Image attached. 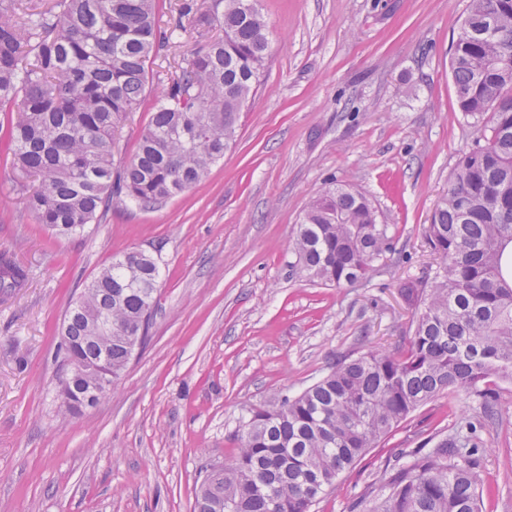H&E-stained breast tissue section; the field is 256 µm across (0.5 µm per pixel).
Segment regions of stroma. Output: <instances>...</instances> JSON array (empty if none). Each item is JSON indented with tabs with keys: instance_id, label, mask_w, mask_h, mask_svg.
Masks as SVG:
<instances>
[{
	"instance_id": "obj_1",
	"label": "stroma",
	"mask_w": 512,
	"mask_h": 512,
	"mask_svg": "<svg viewBox=\"0 0 512 512\" xmlns=\"http://www.w3.org/2000/svg\"><path fill=\"white\" fill-rule=\"evenodd\" d=\"M270 23L264 80L223 160L163 205L109 212L59 237L37 224L0 146V253L26 275L0 291V512H193L199 474L237 451L244 416L294 395L331 362L408 342L400 282L434 265L424 229L474 138L459 112L452 37L469 0H257ZM150 62L146 97L118 132L129 159L173 61ZM365 194L393 248L369 280L339 288L297 277L291 249L330 181ZM159 249L150 340L116 388L62 408L64 315L123 251ZM500 412L439 397L342 475L315 512H350L428 428L478 425L485 512H512V383Z\"/></svg>"
}]
</instances>
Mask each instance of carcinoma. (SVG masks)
Masks as SVG:
<instances>
[{"mask_svg":"<svg viewBox=\"0 0 512 512\" xmlns=\"http://www.w3.org/2000/svg\"><path fill=\"white\" fill-rule=\"evenodd\" d=\"M159 0H0V138L35 220L62 234L100 222L115 208L150 209L199 184L233 145L241 114L262 82L270 25L256 0H218L205 11L175 4L174 26L158 21ZM190 27H185L183 19ZM219 27L170 73L137 149L115 165L116 134L140 108L148 62L175 34ZM459 111L475 140L458 158L425 240L439 260L400 284L412 311L408 345L331 364L296 396L252 409L225 465L200 484L194 512H312L340 476L385 442L418 408L463 393L487 416L496 387L512 382V0H469L451 46ZM199 95L189 96V90ZM388 225L348 184L328 186L305 208L292 249L296 273L341 287L371 277L390 250ZM160 265L129 250L83 288L90 311L65 315L71 355L112 359L126 370L129 345L108 335L149 334ZM24 271L0 255V288ZM480 444L468 422L440 431L386 472L354 512H482Z\"/></svg>","mask_w":512,"mask_h":512,"instance_id":"1","label":"carcinoma"}]
</instances>
